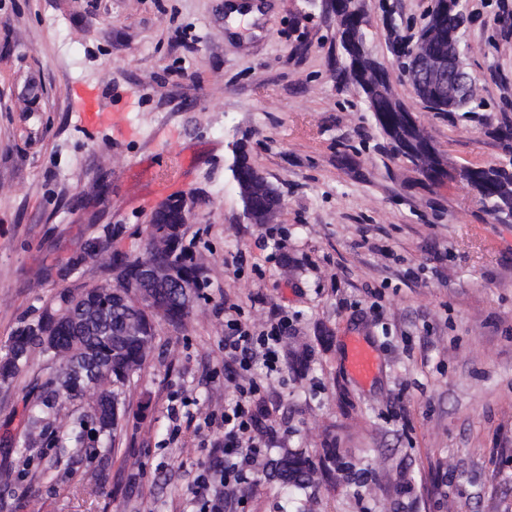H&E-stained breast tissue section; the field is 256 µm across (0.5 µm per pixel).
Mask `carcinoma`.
I'll use <instances>...</instances> for the list:
<instances>
[{
  "instance_id": "1",
  "label": "carcinoma",
  "mask_w": 512,
  "mask_h": 512,
  "mask_svg": "<svg viewBox=\"0 0 512 512\" xmlns=\"http://www.w3.org/2000/svg\"><path fill=\"white\" fill-rule=\"evenodd\" d=\"M380 64L371 56L362 60V67L345 62L340 71L347 83L356 87L373 82L369 74ZM376 123L393 144L398 154H403L402 141L410 136L399 112H375ZM422 160L419 168L430 179L434 149L425 134H420ZM460 178L471 183L483 205L495 215L512 217V171L503 166H471L457 170ZM152 215L147 224L148 246L144 259L156 266L176 271L183 287L171 284L168 288H150L151 306L157 309V317L173 327L184 325L189 315V293H196L204 283L203 269L193 255L182 246L177 224H158ZM112 230L92 237L94 247L71 259L75 268L87 260L106 271L118 262L125 265L127 275L136 277L137 259L128 254L112 251ZM190 292H185V287ZM62 312L68 318L59 323L55 345L45 343L43 325L49 323L51 314ZM143 316L140 307L126 288H114L112 284L95 285L80 298L70 288L58 292L54 302L44 306L29 321L19 326L10 337L7 351L0 359V382L7 383L16 377L28 363L32 352L42 353L52 364L49 378L41 385L36 399L30 404L32 415L28 429L18 437L19 448H30L46 432L53 434L59 448H82L86 440L100 443L104 459L115 451V441L121 430V421L127 408L123 387L141 369L152 348L155 331L142 329L132 332L128 323ZM91 398L89 411L77 417L65 430H50L48 417L58 405L74 398ZM270 480H278L297 490H304L318 480L317 468L312 466L301 452L272 463L265 471Z\"/></svg>"
}]
</instances>
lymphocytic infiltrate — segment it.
Instances as JSON below:
<instances>
[{
    "instance_id": "lymphocytic-infiltrate-1",
    "label": "lymphocytic infiltrate",
    "mask_w": 512,
    "mask_h": 512,
    "mask_svg": "<svg viewBox=\"0 0 512 512\" xmlns=\"http://www.w3.org/2000/svg\"><path fill=\"white\" fill-rule=\"evenodd\" d=\"M224 321V367L241 375L234 398L225 401L221 416L210 417L209 425L223 429L218 446L221 454L204 466L194 477L197 512H221L205 494L212 478H220L228 487H243L254 480L252 461L265 453L278 439L276 429H262L258 412L253 406L261 384L253 373L255 363H262L267 372L279 371L281 344L293 325L288 315L276 313L263 329L256 330L244 322L238 304L227 305Z\"/></svg>"
}]
</instances>
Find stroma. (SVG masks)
Listing matches in <instances>:
<instances>
[{
    "label": "stroma",
    "mask_w": 512,
    "mask_h": 512,
    "mask_svg": "<svg viewBox=\"0 0 512 512\" xmlns=\"http://www.w3.org/2000/svg\"><path fill=\"white\" fill-rule=\"evenodd\" d=\"M226 2L0 0V356L57 292L102 282L90 263L65 271L100 225L117 228L113 250L139 252L163 202L201 199L182 242L208 281L184 326L157 323L104 485L97 456L15 445L48 375L41 353L0 385V512H193L188 485L220 435L206 420L235 393L228 301L258 327L277 310L295 318L281 373L255 370L284 434L269 457L300 450L321 467L330 452L369 477L298 497L261 475L224 512H512V218L453 176L507 160L496 128L512 119V0H466L460 47L481 103L469 118L426 108L398 62L434 0H366L367 49L442 158L435 180L340 80L326 0H261L262 18L234 30ZM84 89L101 102L92 125ZM234 143L282 197L267 223L243 216ZM185 150L178 183L147 197V171ZM353 337L381 362L365 383L345 370ZM173 393L191 400L177 436Z\"/></svg>",
    "instance_id": "35a3bbf8"
}]
</instances>
